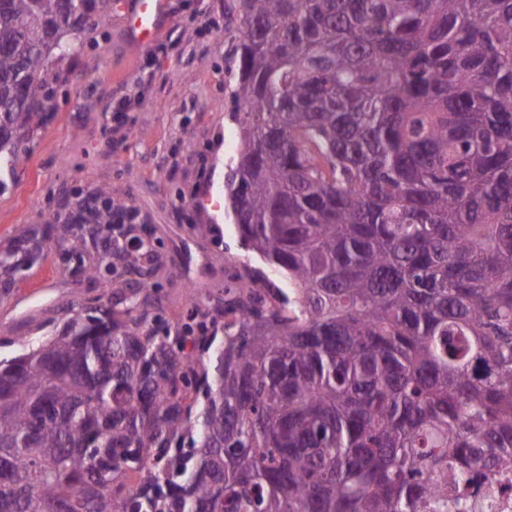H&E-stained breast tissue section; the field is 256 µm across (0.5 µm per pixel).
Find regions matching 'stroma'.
Returning <instances> with one entry per match:
<instances>
[{
  "instance_id": "obj_1",
  "label": "stroma",
  "mask_w": 512,
  "mask_h": 512,
  "mask_svg": "<svg viewBox=\"0 0 512 512\" xmlns=\"http://www.w3.org/2000/svg\"><path fill=\"white\" fill-rule=\"evenodd\" d=\"M123 0H96L94 31L57 60L55 105L31 125L30 151L0 195V248L39 227L73 188H118L150 224L166 262L157 280L166 316L186 314L214 295L244 263L261 259L240 244L232 216L212 220L204 196L237 154L231 117L239 39L235 0H170L171 20L147 49L124 34ZM126 98V112L112 101ZM52 261L21 278L28 305L47 314L72 300L105 293L99 282L61 290ZM34 325L0 301V357L25 352Z\"/></svg>"
}]
</instances>
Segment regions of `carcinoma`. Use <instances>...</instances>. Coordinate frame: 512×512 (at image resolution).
Here are the masks:
<instances>
[{
  "instance_id": "obj_1",
  "label": "carcinoma",
  "mask_w": 512,
  "mask_h": 512,
  "mask_svg": "<svg viewBox=\"0 0 512 512\" xmlns=\"http://www.w3.org/2000/svg\"><path fill=\"white\" fill-rule=\"evenodd\" d=\"M94 2L0 0V194ZM239 21L228 195L288 287L244 264L171 321L148 225L73 190L0 249V299L49 240L60 284L118 288L0 359V512H435L441 474L468 512L512 466V0Z\"/></svg>"
}]
</instances>
